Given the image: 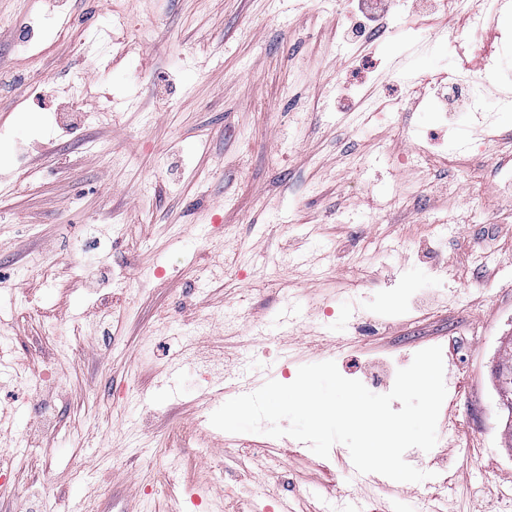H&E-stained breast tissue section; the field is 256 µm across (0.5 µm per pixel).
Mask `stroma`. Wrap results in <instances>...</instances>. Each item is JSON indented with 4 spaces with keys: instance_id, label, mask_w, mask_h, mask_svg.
I'll list each match as a JSON object with an SVG mask.
<instances>
[{
    "instance_id": "35a3bbf8",
    "label": "stroma",
    "mask_w": 512,
    "mask_h": 512,
    "mask_svg": "<svg viewBox=\"0 0 512 512\" xmlns=\"http://www.w3.org/2000/svg\"><path fill=\"white\" fill-rule=\"evenodd\" d=\"M357 4L0 0V512H342L347 493L501 512L512 208L448 187L512 164V106L486 125L462 98L440 126L420 82L451 65L421 24L437 0H390L371 39ZM418 138L455 167L402 165ZM431 346L455 405L404 455L431 479L357 484L342 444L215 442L225 363L250 358L254 391L331 360L385 394ZM508 358L504 355L499 356L493 367V371L496 369L494 376L501 396L500 408L502 410L506 408L502 405L503 402L507 406L512 403V361L509 362Z\"/></svg>"
}]
</instances>
